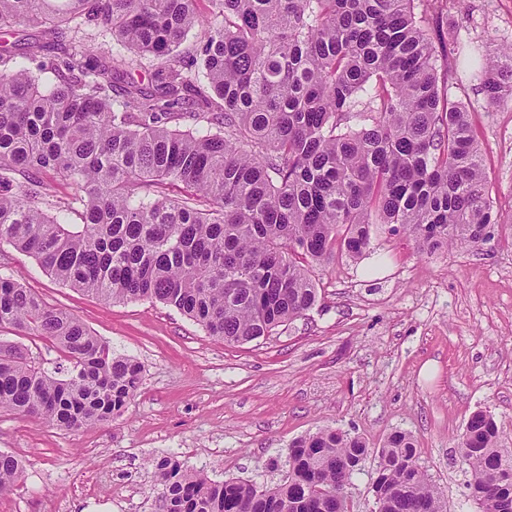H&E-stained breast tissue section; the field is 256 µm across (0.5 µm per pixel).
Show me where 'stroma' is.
<instances>
[{
  "label": "stroma",
  "mask_w": 512,
  "mask_h": 512,
  "mask_svg": "<svg viewBox=\"0 0 512 512\" xmlns=\"http://www.w3.org/2000/svg\"><path fill=\"white\" fill-rule=\"evenodd\" d=\"M509 44L512 0H450L451 90L469 107L505 219L494 238L431 255L402 235L381 239L375 270L345 260L315 269L321 304L271 336L224 344L173 308L102 301L0 244V274L143 368L123 413L103 424L70 431L0 413V450L24 464L0 512H157L152 462L164 456L214 481L271 487L291 442L326 426L374 447L411 432L448 512H478L457 447L466 419L490 411L512 447V102L487 111L470 72ZM114 486L126 498H112Z\"/></svg>",
  "instance_id": "35a3bbf8"
}]
</instances>
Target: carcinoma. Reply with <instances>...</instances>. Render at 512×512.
Returning a JSON list of instances; mask_svg holds the SVG:
<instances>
[{
    "mask_svg": "<svg viewBox=\"0 0 512 512\" xmlns=\"http://www.w3.org/2000/svg\"><path fill=\"white\" fill-rule=\"evenodd\" d=\"M198 2L0 0L1 30L46 39L32 69L0 51V243L65 286L160 302L235 345L314 309L312 269L370 257L379 234L426 254L490 238L481 150L432 36L443 0H208L207 16ZM101 26L127 53L77 40ZM146 57L161 60L154 81L116 89ZM473 77L487 109L512 100V46ZM2 332L50 342L68 366L49 373L0 339V413L77 431L121 415L141 382L138 362L7 275ZM502 434L477 410L459 438L480 512H512ZM370 455L377 512H447L402 429L379 448L329 427L300 437L270 488L152 465L161 512H349ZM22 470L0 451V497Z\"/></svg>",
    "mask_w": 512,
    "mask_h": 512,
    "instance_id": "obj_1",
    "label": "carcinoma"
}]
</instances>
